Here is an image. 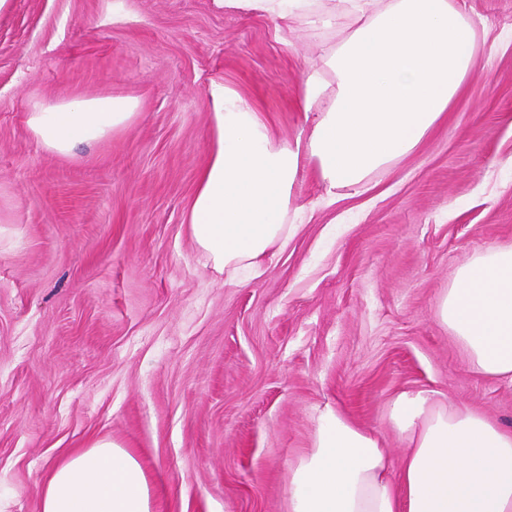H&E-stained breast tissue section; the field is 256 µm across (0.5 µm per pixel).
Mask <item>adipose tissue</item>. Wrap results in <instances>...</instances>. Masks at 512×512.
Returning <instances> with one entry per match:
<instances>
[{"instance_id":"adipose-tissue-1","label":"adipose tissue","mask_w":512,"mask_h":512,"mask_svg":"<svg viewBox=\"0 0 512 512\" xmlns=\"http://www.w3.org/2000/svg\"><path fill=\"white\" fill-rule=\"evenodd\" d=\"M281 25L312 18V0H222ZM353 29L324 57L337 90L307 72L306 134L283 143L235 89L211 84L213 148L188 217L189 234L215 269L261 267L288 244L292 191L312 164L329 191L412 153L447 112L474 64L477 28L462 0H342ZM123 96L75 97L31 112L27 125L47 150L109 137L133 117ZM436 316L466 351L471 369L512 381V245L459 268ZM389 422L405 444L393 460L379 434L340 412L319 418L312 448L289 470L288 512H512V430L420 391L401 393ZM42 512H151L137 460L99 440L57 465Z\"/></svg>"}]
</instances>
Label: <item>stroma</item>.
Listing matches in <instances>:
<instances>
[{
    "instance_id": "obj_1",
    "label": "stroma",
    "mask_w": 512,
    "mask_h": 512,
    "mask_svg": "<svg viewBox=\"0 0 512 512\" xmlns=\"http://www.w3.org/2000/svg\"><path fill=\"white\" fill-rule=\"evenodd\" d=\"M226 11L219 0H12L0 16V512H41L53 467L109 438L141 463L154 512H288V471L337 409L379 433L430 391L512 429V382L471 370L436 318L458 268L512 244V0H466L475 65L443 119L365 191L305 209L261 273L225 281L187 216L212 148L211 83L281 142L300 83L353 27ZM136 98L129 123L70 155L30 112Z\"/></svg>"
}]
</instances>
